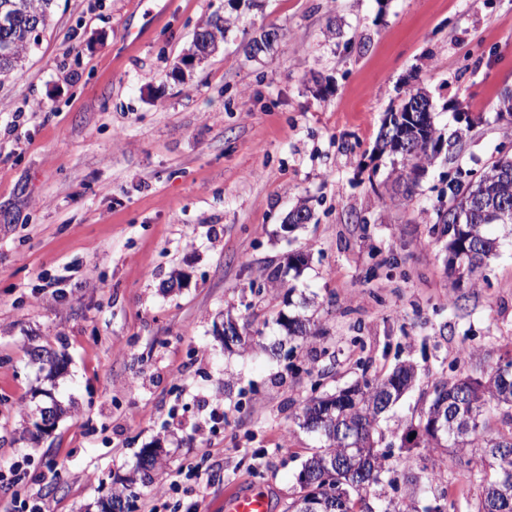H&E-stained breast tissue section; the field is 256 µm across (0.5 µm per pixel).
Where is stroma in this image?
Here are the masks:
<instances>
[{
  "instance_id": "35a3bbf8",
  "label": "stroma",
  "mask_w": 512,
  "mask_h": 512,
  "mask_svg": "<svg viewBox=\"0 0 512 512\" xmlns=\"http://www.w3.org/2000/svg\"><path fill=\"white\" fill-rule=\"evenodd\" d=\"M216 12L239 22L183 67ZM273 27L274 48L249 57ZM417 88L455 143L408 199L373 146ZM510 88L512 0H56L22 72L0 79V470L29 460L0 512L43 499L99 512L157 443L162 466L130 484L134 512H224L226 492L252 488L285 512L318 445L295 422L315 381L332 392L412 363L393 428L474 370L460 349L512 351V236L489 226L499 253L472 289L432 231L457 170L512 145L494 120ZM462 110L483 119L458 127ZM301 203L310 223L284 228ZM304 297L316 330L286 340L276 320ZM229 316L250 333L230 351ZM34 346L67 353L55 384ZM39 388L69 412L34 444L22 428ZM444 489L478 493L463 464L422 496Z\"/></svg>"
}]
</instances>
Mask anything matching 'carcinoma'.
I'll return each mask as SVG.
<instances>
[{
    "instance_id": "carcinoma-1",
    "label": "carcinoma",
    "mask_w": 512,
    "mask_h": 512,
    "mask_svg": "<svg viewBox=\"0 0 512 512\" xmlns=\"http://www.w3.org/2000/svg\"><path fill=\"white\" fill-rule=\"evenodd\" d=\"M54 0H0V77H9L23 68L33 44L48 25ZM234 22L219 13L203 21L202 37L192 40L190 54L205 60L224 42ZM387 137L376 139L373 152L399 158L405 179L395 183L403 195L411 197L417 179L444 147L434 120L417 128L407 118L406 106L390 112ZM418 140L414 150L403 142ZM448 204L436 210L433 232L448 237V272L456 284L465 281L470 287L484 279L487 260L495 254L498 240L485 232V227L498 224L512 234V156H501L475 180L457 181L448 186ZM287 334L292 339L311 335L310 321L288 318ZM410 374L400 368L384 376L362 379L336 390L311 395L302 402L297 414L298 426L319 436L322 444L305 460L301 471L315 480L318 512H374L370 499L381 500L371 493L375 487L392 484L383 480L386 460L399 449L447 448L453 464L462 457L461 450L470 449L472 469L481 473L479 493L474 499V512H512V355L498 356L473 377V398L460 395L456 381L441 380L435 386L428 404L396 430L390 442L380 426L382 415L377 402L382 395L398 392L407 385ZM448 401V422L435 436L419 431L428 422L431 409ZM468 414L464 430L453 421L458 413ZM500 414L508 421L507 429H493L492 415ZM131 496L110 492L102 512H131Z\"/></svg>"
}]
</instances>
